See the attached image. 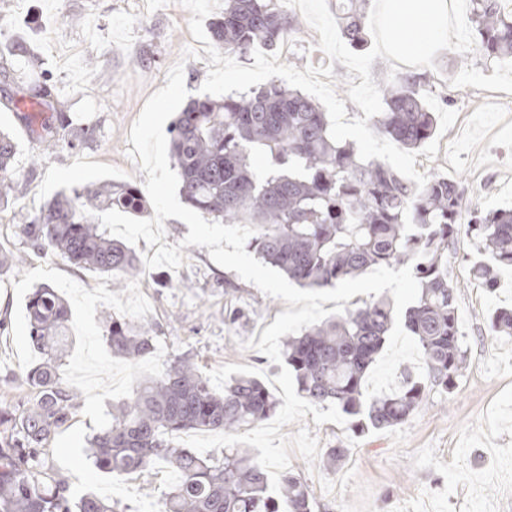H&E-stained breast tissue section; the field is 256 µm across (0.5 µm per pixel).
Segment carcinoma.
I'll list each match as a JSON object with an SVG mask.
<instances>
[{
  "label": "carcinoma",
  "instance_id": "carcinoma-1",
  "mask_svg": "<svg viewBox=\"0 0 512 512\" xmlns=\"http://www.w3.org/2000/svg\"><path fill=\"white\" fill-rule=\"evenodd\" d=\"M504 0H469L476 49L491 63L512 56V11ZM340 32L354 49L367 43L366 0H336ZM299 19L275 0H224V14L210 23L218 48L245 55L257 44L275 48L296 32ZM30 66L22 43L0 44V79L12 82ZM384 110L376 135L415 150L434 133L435 118L410 76L378 80ZM28 101L59 113L64 105L41 71L15 95L10 109ZM321 105L277 79L248 93L221 99H190L172 128L171 157L184 202L226 224L255 232L246 249L304 288L319 290L361 276L373 266L412 268L420 295L403 316L424 357L425 376L408 374L398 392L366 399L364 381L395 321L386 299L365 302L336 318L283 340L282 356L299 393L313 405L334 404L353 431L387 430L422 410L427 389L446 395L464 368L465 351L457 318V286L448 278V243L459 229L464 192L459 183L428 176L417 190L386 163L362 161L349 142H335ZM17 145L0 133V204L16 198L13 161ZM264 164L257 166L256 157ZM118 209L143 214L140 188L101 181L60 192L26 224L14 225L28 249L58 254L77 267L109 274L121 285L140 272L139 260L112 239L96 213ZM468 231L491 264L473 276L496 288L494 266H512V209L474 216ZM19 252L0 248V269L22 270ZM30 339L42 361L24 376L35 391L26 408L0 406V512H126L91 492L71 490L48 447L81 403L62 384L58 369L69 346L70 309L54 288L34 289L27 302ZM112 355L131 364L156 350L154 328L102 312ZM490 330L512 335V310L497 311ZM278 402L250 374L230 377L217 392L193 358L176 355L155 376L138 381L133 397L112 406L110 420L87 444V456L103 473L121 478L157 463L178 475L164 493L163 512H312L308 486L290 472L280 491L246 448L199 453L172 444L186 430L238 433L276 413Z\"/></svg>",
  "mask_w": 512,
  "mask_h": 512
}]
</instances>
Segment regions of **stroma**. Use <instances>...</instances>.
Segmentation results:
<instances>
[{"label":"stroma","mask_w":512,"mask_h":512,"mask_svg":"<svg viewBox=\"0 0 512 512\" xmlns=\"http://www.w3.org/2000/svg\"><path fill=\"white\" fill-rule=\"evenodd\" d=\"M190 12L179 0H0V43L26 41L55 83L74 128L94 129L76 146L42 150L29 124L56 125L52 112L24 115L0 107V128L17 142L14 171L18 198L0 208V248L17 251L14 225L34 215L60 190L101 180L143 186L147 175L128 155V136L146 100L166 86V73L184 64L189 97L200 95L209 71L204 57L184 58L196 48ZM310 25L291 34L279 61L305 70L332 65L334 89L348 118L361 109L348 101L349 70L330 63ZM434 67L413 68L375 59L372 73L416 75L420 94L451 96L458 117L441 137L435 159L421 154L418 172L467 183L465 217L512 207V65L486 64L477 53L443 50ZM166 245L182 244L188 226L164 221ZM183 246V244H182ZM180 269L158 267L125 288L111 276L82 269L60 256L28 252L20 273L0 272V405L30 401L21 379L40 360L25 317L34 288L64 292L72 312V345L60 368L61 381L82 396L50 454L76 491L93 490L132 512H161L164 492L175 483L162 465L115 480L86 458V439L109 419L113 402L131 396L137 378L157 373L172 355L188 351L216 389L238 373L269 383L282 368L248 340L260 337L284 301L269 297L236 272L215 264L205 247L183 246ZM477 240L459 231L448 246V275L457 284L459 328L466 364L449 395L427 394L425 408L406 423L364 435L333 423L283 426L293 435L308 427L320 449L344 445L335 468H309L299 455L291 471L313 496L314 512H512V337L495 335L491 315L512 307V269L497 271L494 290L472 275L487 262ZM155 327L157 349L137 365L113 357L103 338L101 312Z\"/></svg>","instance_id":"35a3bbf8"}]
</instances>
